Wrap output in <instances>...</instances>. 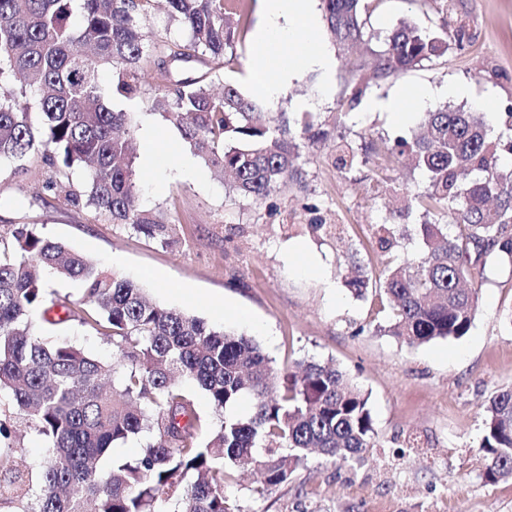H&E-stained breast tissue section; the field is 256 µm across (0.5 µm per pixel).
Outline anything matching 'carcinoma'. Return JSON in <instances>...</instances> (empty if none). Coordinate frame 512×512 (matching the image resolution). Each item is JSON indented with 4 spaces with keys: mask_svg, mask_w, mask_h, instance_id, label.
Masks as SVG:
<instances>
[{
    "mask_svg": "<svg viewBox=\"0 0 512 512\" xmlns=\"http://www.w3.org/2000/svg\"><path fill=\"white\" fill-rule=\"evenodd\" d=\"M154 2L0 0V161L41 153L44 192L166 248L178 242L177 228L142 205L135 113L102 101L101 71L112 73L113 99L133 101L143 63L157 62L153 106L207 167L230 172L233 189L256 201L298 180L297 137L318 136V121L296 112L273 125L236 86L215 94L209 72L187 75L224 58L242 6L165 0L186 38L149 43L140 25ZM362 2L323 0L326 29L343 50L364 40ZM447 49L443 37L403 21L377 54L378 74L398 75ZM392 150L429 178L431 193L418 204L446 203L460 232L450 237L446 224H422V257L378 281L359 271L345 283L358 297L373 285L383 291L392 316L377 329L403 344L459 339L478 309V289L464 284L492 253L512 264V168L501 163L512 140L491 139L480 113L446 107L429 113L425 136L399 137ZM74 170L83 175L78 189ZM375 235L382 250L395 245L392 224L377 225ZM12 237L14 253L0 252V394L8 397L0 408V512H242L225 492L242 462L253 464L262 491L288 482L313 450L332 463L365 462L375 436L369 397L335 364L303 362L279 379L253 337L150 301L134 281L104 273L29 224L16 225ZM38 268L80 282L89 307L52 299ZM36 311L49 326L92 328L116 361L44 341L32 323ZM178 376L197 383L216 415L203 441ZM19 423L46 443L34 467L18 462ZM482 426V479L512 478V386L488 398ZM134 438V458L111 454Z\"/></svg>",
    "mask_w": 512,
    "mask_h": 512,
    "instance_id": "carcinoma-1",
    "label": "carcinoma"
}]
</instances>
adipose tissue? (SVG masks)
Returning a JSON list of instances; mask_svg holds the SVG:
<instances>
[{
  "mask_svg": "<svg viewBox=\"0 0 512 512\" xmlns=\"http://www.w3.org/2000/svg\"><path fill=\"white\" fill-rule=\"evenodd\" d=\"M316 0H261L254 32L257 64L252 90L264 99H277L302 71H321L324 91L334 83L333 59L317 46L313 25Z\"/></svg>",
  "mask_w": 512,
  "mask_h": 512,
  "instance_id": "1",
  "label": "adipose tissue"
}]
</instances>
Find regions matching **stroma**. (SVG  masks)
<instances>
[{
	"label": "stroma",
	"instance_id": "obj_1",
	"mask_svg": "<svg viewBox=\"0 0 512 512\" xmlns=\"http://www.w3.org/2000/svg\"><path fill=\"white\" fill-rule=\"evenodd\" d=\"M244 4L243 28L210 80L214 90L231 83L247 96L259 0ZM368 5L366 41L354 53L320 36L336 63L330 97L320 98L322 76L308 71L276 102L260 103L264 117L276 119L293 116L298 100H315L325 135L301 149V184L256 202L238 195L214 169L185 175L179 159L190 148L151 107L159 83L151 63L143 69V97L113 106L136 113L138 123L157 124L172 161L159 169L140 167L142 197L176 224L178 244L161 247L126 225L44 195L47 170L33 153L23 163L0 165V250L12 249L15 225H36L105 272L137 282L153 302L252 336L278 372L301 362H330L368 394L377 435L365 464L313 456L288 483L261 495L252 470L237 469L226 492L244 512H512V479L484 483L478 451L484 401L512 386V265L487 257L476 283L478 311L465 336L415 347L377 332L386 321L378 297H354L344 283L356 263L378 277L376 224L392 220L399 242L394 254L404 260L425 251L420 225L455 222L447 208L410 205V198L429 193L430 184L405 157L390 153L396 137H413L426 113L446 106L473 110L486 99L492 102L483 112L489 135L512 137L504 125L512 107V0ZM403 21L442 34L447 53L396 76L374 77L376 53ZM459 83L468 96L448 95V86ZM415 86L431 95L416 107L413 122L398 125L388 113L372 110L373 102ZM340 141L358 155V165L337 166ZM239 309L251 322L236 318ZM32 320L50 339L112 356L111 345L90 328L67 322L51 329L37 314Z\"/></svg>",
	"mask_w": 512,
	"mask_h": 512
}]
</instances>
